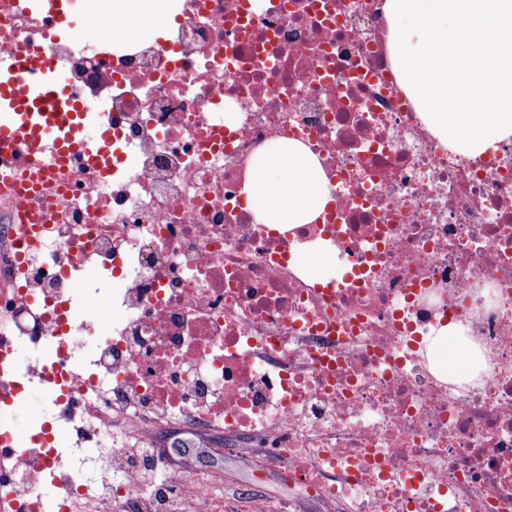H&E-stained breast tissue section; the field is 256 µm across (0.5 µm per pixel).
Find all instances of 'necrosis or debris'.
Returning a JSON list of instances; mask_svg holds the SVG:
<instances>
[{"instance_id":"necrosis-or-debris-1","label":"necrosis or debris","mask_w":512,"mask_h":512,"mask_svg":"<svg viewBox=\"0 0 512 512\" xmlns=\"http://www.w3.org/2000/svg\"><path fill=\"white\" fill-rule=\"evenodd\" d=\"M107 2L64 35L0 0V55L54 61L112 131L99 157L47 166L39 193L0 192V406L36 382L53 410L28 444L0 429V512H236L131 444L55 446L128 424L252 437L297 495L249 512H512V142L464 157L423 126L381 0H173L165 38L126 44L103 36L121 24ZM276 138L333 188L291 232L242 194ZM30 230L42 241L20 252ZM318 240L348 275L295 273ZM449 320L484 354L480 380L422 360ZM20 345L33 365L15 366Z\"/></svg>"}]
</instances>
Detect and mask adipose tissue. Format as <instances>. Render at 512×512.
Segmentation results:
<instances>
[{
  "label": "adipose tissue",
  "mask_w": 512,
  "mask_h": 512,
  "mask_svg": "<svg viewBox=\"0 0 512 512\" xmlns=\"http://www.w3.org/2000/svg\"><path fill=\"white\" fill-rule=\"evenodd\" d=\"M112 12L127 21L115 31L121 38L149 34L169 22L165 0H112ZM244 193L257 222L280 230L312 223L331 199L318 158L302 143L283 138L270 140L252 158ZM295 262L304 276L324 284L340 279L345 271L335 252L323 243L303 245ZM465 332L461 323L452 322L424 339L428 362L442 366L451 383L466 374L457 368L455 357H466L471 368L466 375L473 379L485 365Z\"/></svg>",
  "instance_id": "adipose-tissue-1"
}]
</instances>
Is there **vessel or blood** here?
Listing matches in <instances>:
<instances>
[{
    "instance_id": "obj_1",
    "label": "vessel or blood",
    "mask_w": 512,
    "mask_h": 512,
    "mask_svg": "<svg viewBox=\"0 0 512 512\" xmlns=\"http://www.w3.org/2000/svg\"><path fill=\"white\" fill-rule=\"evenodd\" d=\"M86 112L56 69L27 57L0 58V152L66 161L88 147Z\"/></svg>"
}]
</instances>
